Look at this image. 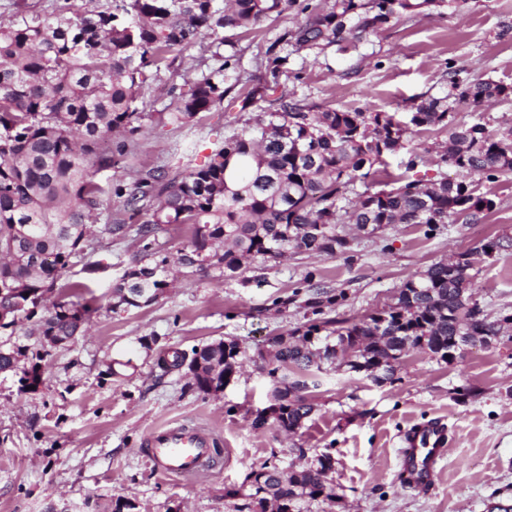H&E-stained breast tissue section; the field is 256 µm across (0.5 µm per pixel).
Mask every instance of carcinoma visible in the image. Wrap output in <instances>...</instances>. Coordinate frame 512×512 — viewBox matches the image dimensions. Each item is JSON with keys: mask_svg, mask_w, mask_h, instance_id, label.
<instances>
[{"mask_svg": "<svg viewBox=\"0 0 512 512\" xmlns=\"http://www.w3.org/2000/svg\"><path fill=\"white\" fill-rule=\"evenodd\" d=\"M457 0H320L301 9L303 19L280 38L293 51L317 54L357 43L408 15H429ZM297 0H112L74 12L61 5L35 14L27 0H12V19L0 21V372L21 371L19 392L43 383L48 350L27 357L13 340L15 328L32 322L38 342L75 339L87 329L91 310L68 300L81 283H63L71 259L92 245L91 224L106 196H115L137 225L141 240L171 224H189L191 240L167 256H137L112 286V310L138 309L157 301L180 271L222 278L249 260H286L303 252L335 257L350 249L338 225L448 223L455 215L479 221L497 202L471 182L380 180L386 157L404 148L408 127L386 112L324 108L306 98L281 96L262 108L241 131L224 138L209 160L181 179L149 169L130 183L96 174L116 164L125 147H103L116 133L142 128V90L174 67L184 51L206 36L224 44L226 30L259 28L294 9ZM175 96L172 112L156 124L181 126L224 103V73L236 55ZM290 53L272 45L265 69L273 81L290 73ZM512 98V86L485 79L459 84L442 97L414 104L409 122L438 128L447 141L436 149L438 166L479 173L489 182L512 174V128L499 135L485 124L456 120L460 106L480 108ZM473 261L463 254L436 262L400 288L395 305L355 322L310 321L268 339L273 352L271 400L278 416L253 419V427H304L314 406L308 400L313 369L349 356L350 369L379 383L393 379L406 348L428 350L448 361L462 347L484 345L512 328V312L492 320L473 301ZM29 366L20 367L21 358ZM240 349L234 341L176 352L172 366L187 367L196 390L224 391L236 376ZM330 451L300 470L284 473L263 465L247 477L249 490L235 512H302L307 500L336 498L328 475Z\"/></svg>", "mask_w": 512, "mask_h": 512, "instance_id": "1", "label": "carcinoma"}]
</instances>
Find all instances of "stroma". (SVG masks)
<instances>
[{
  "mask_svg": "<svg viewBox=\"0 0 512 512\" xmlns=\"http://www.w3.org/2000/svg\"><path fill=\"white\" fill-rule=\"evenodd\" d=\"M297 21L294 15L273 18L260 29L235 31L222 48L208 39L185 51L177 70L161 72L144 90L141 112L171 111L168 87L189 88L217 67L218 50L240 59L224 78L231 97L263 87L267 93L257 104L264 108L286 94L404 121L414 100L447 94L449 69L466 82L512 85V0H462L457 9L404 18L345 50L295 53L292 77L272 81L266 52ZM238 115L234 103L179 127L145 122L111 177L127 183L155 167L182 177L232 134ZM480 189L498 203L481 222L452 219L433 231L394 224L373 235L346 224L342 231L352 239L346 255L255 259L218 280L181 274L153 304L119 312L112 309V284L145 243L132 234L104 233V225L123 216L119 199H104L92 226L94 246L73 258L62 276L78 285L72 301L93 309L87 332L51 349L36 392L19 393L18 373L0 372V512H112L120 498L133 501L136 512H234L235 501L224 492L241 487L253 468L299 469L326 450L335 460L336 498L307 502L304 512L512 507V338L506 336L467 347L449 363L408 350L393 381L384 383L336 360L314 375L315 410L305 427L287 435L252 425L272 388L254 357L267 350L270 336L311 318L306 301L314 288L345 295L324 309V317L355 322L394 304L403 282L430 264L474 251V300L492 317L512 311V249L479 253L490 240L512 239V175ZM143 336L150 348L141 346ZM220 339L237 342L249 355L223 393L193 390L184 370L162 364L167 352L188 353ZM460 387L468 388L466 398H458ZM432 418L444 419L451 442L437 485L423 493L399 477L400 438ZM178 422L218 438L221 468L193 481L155 472L144 439Z\"/></svg>",
  "mask_w": 512,
  "mask_h": 512,
  "instance_id": "1",
  "label": "stroma"
}]
</instances>
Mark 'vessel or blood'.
I'll return each instance as SVG.
<instances>
[{
  "mask_svg": "<svg viewBox=\"0 0 512 512\" xmlns=\"http://www.w3.org/2000/svg\"><path fill=\"white\" fill-rule=\"evenodd\" d=\"M449 429L435 418L412 425L401 436L400 473L413 487L431 485L439 474L438 464L447 453ZM212 436L187 424H170L149 432L144 449L156 470L164 476L196 478L218 465L212 457Z\"/></svg>",
  "mask_w": 512,
  "mask_h": 512,
  "instance_id": "vessel-or-blood-1",
  "label": "vessel or blood"
}]
</instances>
